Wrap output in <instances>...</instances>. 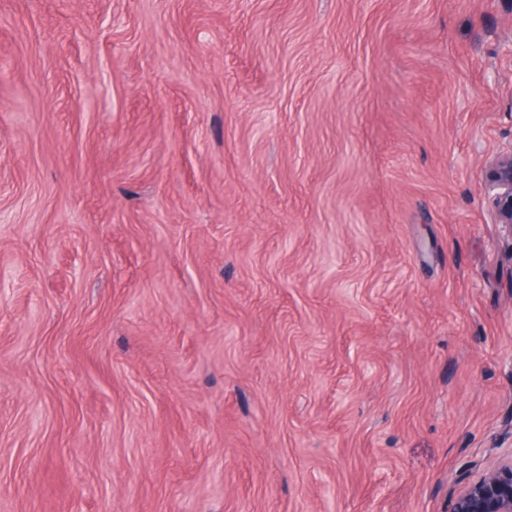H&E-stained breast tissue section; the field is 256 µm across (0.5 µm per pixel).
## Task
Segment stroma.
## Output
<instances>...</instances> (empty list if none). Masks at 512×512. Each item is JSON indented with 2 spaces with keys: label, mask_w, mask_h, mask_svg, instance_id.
I'll list each match as a JSON object with an SVG mask.
<instances>
[{
  "label": "stroma",
  "mask_w": 512,
  "mask_h": 512,
  "mask_svg": "<svg viewBox=\"0 0 512 512\" xmlns=\"http://www.w3.org/2000/svg\"><path fill=\"white\" fill-rule=\"evenodd\" d=\"M511 146L512 0H0V512H450ZM484 196L494 205L498 223L512 237V146L493 161V172L485 183Z\"/></svg>",
  "instance_id": "35a3bbf8"
}]
</instances>
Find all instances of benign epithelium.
<instances>
[{
	"label": "benign epithelium",
	"instance_id": "obj_1",
	"mask_svg": "<svg viewBox=\"0 0 512 512\" xmlns=\"http://www.w3.org/2000/svg\"><path fill=\"white\" fill-rule=\"evenodd\" d=\"M484 196L491 200L499 223L512 237V149L493 161ZM453 512H512V452L490 463L478 478L463 482Z\"/></svg>",
	"mask_w": 512,
	"mask_h": 512
}]
</instances>
